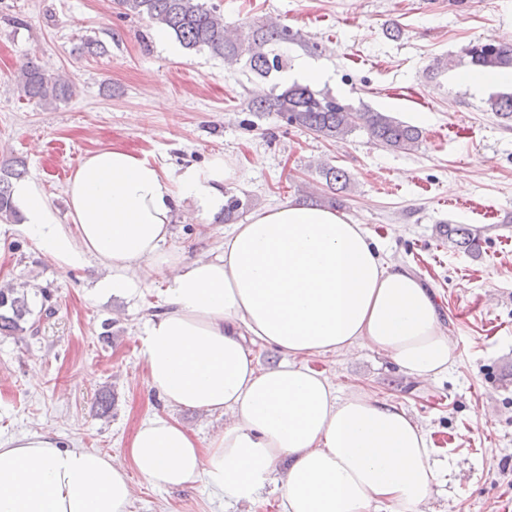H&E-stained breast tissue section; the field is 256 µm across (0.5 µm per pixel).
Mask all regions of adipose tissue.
<instances>
[{
	"label": "adipose tissue",
	"instance_id": "1",
	"mask_svg": "<svg viewBox=\"0 0 512 512\" xmlns=\"http://www.w3.org/2000/svg\"><path fill=\"white\" fill-rule=\"evenodd\" d=\"M232 174L217 155L173 177L147 155L108 146L69 178L66 226L36 182L17 186L22 231L60 266L95 260L118 293L163 285L164 307L141 338L149 386L168 408L226 422L202 442L173 418L148 419L127 467L46 432L11 438L0 444V512H128L133 471L162 488L200 479L237 501L271 485L282 512H426L439 468L425 430L402 405L339 395L299 361L367 347L412 378L436 379L453 349L433 292L388 267L363 225L303 202L252 213L218 251L168 249L184 205L220 212ZM256 345L280 362L260 368Z\"/></svg>",
	"mask_w": 512,
	"mask_h": 512
}]
</instances>
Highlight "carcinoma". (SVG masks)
<instances>
[{
	"label": "carcinoma",
	"instance_id": "obj_1",
	"mask_svg": "<svg viewBox=\"0 0 512 512\" xmlns=\"http://www.w3.org/2000/svg\"><path fill=\"white\" fill-rule=\"evenodd\" d=\"M117 4L122 16L146 17L174 33L188 49H206L228 65L246 59L250 70L261 77L278 72L282 67V59L271 46L288 42L301 45L305 42L302 33L292 32L274 21L254 24L244 33L230 36L217 6H207L202 0H117ZM464 54L473 66L489 70L512 69V46L494 39L473 42L464 49ZM18 86L24 97L41 107L67 100L73 93L71 83L46 71L33 60L20 69ZM486 106L497 117L512 121V93L492 95L486 100ZM250 111L274 112L288 125L309 131L326 141L343 139L356 130H363L384 148L409 152L418 147L421 138L417 127L396 117L367 107H355L297 82L281 90L273 87L268 98L251 104ZM318 169L325 181L319 202L329 207L339 205L337 194L350 190V173L327 163L319 165ZM25 173L26 169L12 165L0 169V217H17L12 180L23 177ZM225 197L224 213L217 217L221 223L233 221L244 208L242 200L231 191H225ZM448 240L465 249L476 246L472 232L462 224L448 225ZM31 314L25 289L0 288V333L19 336L37 332V326L28 323Z\"/></svg>",
	"mask_w": 512,
	"mask_h": 512
}]
</instances>
